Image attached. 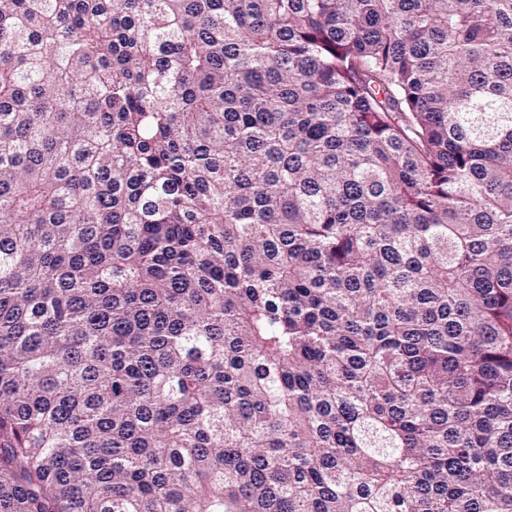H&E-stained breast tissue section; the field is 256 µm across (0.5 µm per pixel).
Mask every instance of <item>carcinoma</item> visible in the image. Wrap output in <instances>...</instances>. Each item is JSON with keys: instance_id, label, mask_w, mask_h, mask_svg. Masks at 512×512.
<instances>
[{"instance_id": "obj_1", "label": "carcinoma", "mask_w": 512, "mask_h": 512, "mask_svg": "<svg viewBox=\"0 0 512 512\" xmlns=\"http://www.w3.org/2000/svg\"><path fill=\"white\" fill-rule=\"evenodd\" d=\"M0 512H512V0H0Z\"/></svg>"}]
</instances>
